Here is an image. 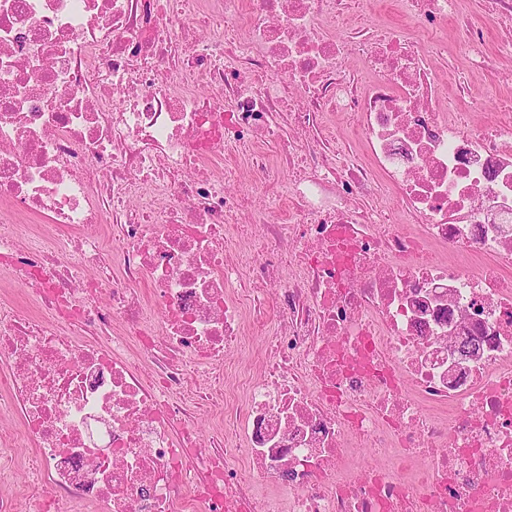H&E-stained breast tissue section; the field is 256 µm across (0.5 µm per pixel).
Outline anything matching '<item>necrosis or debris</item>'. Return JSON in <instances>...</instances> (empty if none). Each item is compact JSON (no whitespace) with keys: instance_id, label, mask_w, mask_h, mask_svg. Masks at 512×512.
I'll return each mask as SVG.
<instances>
[{"instance_id":"obj_1","label":"necrosis or debris","mask_w":512,"mask_h":512,"mask_svg":"<svg viewBox=\"0 0 512 512\" xmlns=\"http://www.w3.org/2000/svg\"><path fill=\"white\" fill-rule=\"evenodd\" d=\"M348 2L0 0V209L30 227L0 273L37 304L0 305V512H512V123L436 108L448 43L406 24L454 0L356 40ZM228 146L253 181L288 171L289 223L230 189ZM260 292L277 328L229 394ZM21 448L43 491L19 500ZM326 122L340 129V139L351 152L360 153V136L352 121H347L339 115H327ZM242 226L239 230V237L237 240H240V238H245V241L240 244V246H237L236 249H233V254L236 258L239 259V261L247 262L250 260V257L256 253V250L259 247V237H260V230L259 227H256L255 224H241ZM248 225V226H247ZM247 237L250 240H247Z\"/></svg>"}]
</instances>
